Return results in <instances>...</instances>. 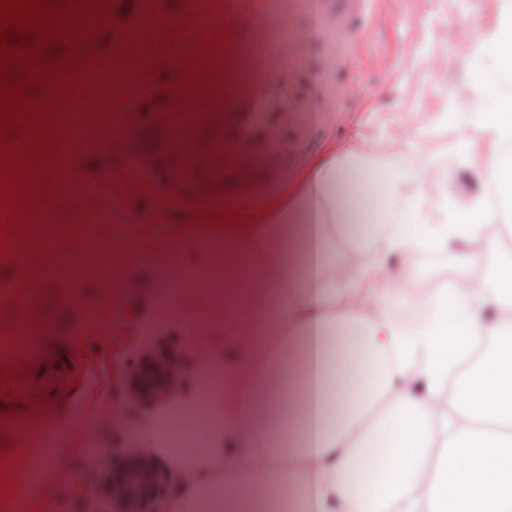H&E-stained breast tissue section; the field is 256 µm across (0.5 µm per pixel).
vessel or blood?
Returning <instances> with one entry per match:
<instances>
[{
    "instance_id": "1",
    "label": "vessel or blood",
    "mask_w": 512,
    "mask_h": 512,
    "mask_svg": "<svg viewBox=\"0 0 512 512\" xmlns=\"http://www.w3.org/2000/svg\"><path fill=\"white\" fill-rule=\"evenodd\" d=\"M380 0H276L272 13L253 0H222L230 38L225 57L245 75L224 91L220 107L179 92L150 90L112 113L113 127L134 132L124 169L150 184L164 173L171 194L191 191L206 208L256 207L287 183L296 150L338 120L333 97L353 55L357 29L370 24ZM278 37L273 57L244 56L254 29Z\"/></svg>"
}]
</instances>
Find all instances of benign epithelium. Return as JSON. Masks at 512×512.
I'll return each instance as SVG.
<instances>
[{"mask_svg":"<svg viewBox=\"0 0 512 512\" xmlns=\"http://www.w3.org/2000/svg\"><path fill=\"white\" fill-rule=\"evenodd\" d=\"M184 366L174 351H160L143 361L128 377L131 396L146 405L164 402L179 385ZM171 473L142 455L112 458L97 491L112 500L113 512H168Z\"/></svg>","mask_w":512,"mask_h":512,"instance_id":"obj_1","label":"benign epithelium"}]
</instances>
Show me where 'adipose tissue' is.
<instances>
[{
    "label": "adipose tissue",
    "mask_w": 512,
    "mask_h": 512,
    "mask_svg": "<svg viewBox=\"0 0 512 512\" xmlns=\"http://www.w3.org/2000/svg\"><path fill=\"white\" fill-rule=\"evenodd\" d=\"M512 72V0L476 44ZM477 185L411 174L352 142L308 164L262 211L224 225V263L244 279L222 292L224 341L200 374L135 429L141 451L175 474L170 512H512V95L452 110ZM384 204L363 232L343 223L349 180ZM343 249L349 263L336 265ZM462 253L434 288L417 287L419 253ZM193 238L155 269L210 267ZM213 289L186 288L173 310L149 307L152 333L195 339ZM199 409L205 446L176 447L172 422Z\"/></svg>",
    "instance_id": "1"
}]
</instances>
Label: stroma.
Segmentation results:
<instances>
[{
  "instance_id": "35a3bbf8",
  "label": "stroma",
  "mask_w": 512,
  "mask_h": 512,
  "mask_svg": "<svg viewBox=\"0 0 512 512\" xmlns=\"http://www.w3.org/2000/svg\"><path fill=\"white\" fill-rule=\"evenodd\" d=\"M158 17H151L153 7ZM503 0H382L381 14L357 34L348 64L351 97L341 103L337 124L322 134L306 160L325 158L330 145L359 137L368 149H383L400 166L411 168L417 156L432 159L430 177L458 169L450 146L454 132L441 123L450 93L468 96V67L473 43L463 30L477 25L496 27ZM96 14L84 26V43L73 49L69 64L79 68V83L88 93L78 103H65L89 126L70 148V176L51 174L60 191L41 223L54 228L47 240L20 242L0 256V369L11 375L0 389V462L27 463L23 449L34 419L68 418L81 407L78 427L67 437L62 454L43 471L54 512H111V503L91 487L111 464L113 454L139 453L134 426L150 414L149 406L133 399L128 376L154 350L180 349L186 355L185 382L197 374L198 351L178 336L146 337L139 314L152 271L160 264L170 237L196 232L201 240L217 241L216 224L201 222L200 209L174 206L162 194L145 189L125 193L115 176L122 153L106 144V122L99 112L110 110L122 94H134L144 84L163 90L177 81L202 34L221 27L213 10L204 16L181 0H96ZM106 27H99L100 16ZM192 28L186 39L167 43L171 21ZM150 42H143L144 33ZM138 43L134 57L121 55L122 43ZM168 59H160L162 47ZM113 64L109 77H95L88 59ZM96 195L95 210L83 213L80 194ZM164 222H154L157 212ZM141 264L132 277L130 260ZM54 263L76 270L75 278L42 279V268Z\"/></svg>"
}]
</instances>
